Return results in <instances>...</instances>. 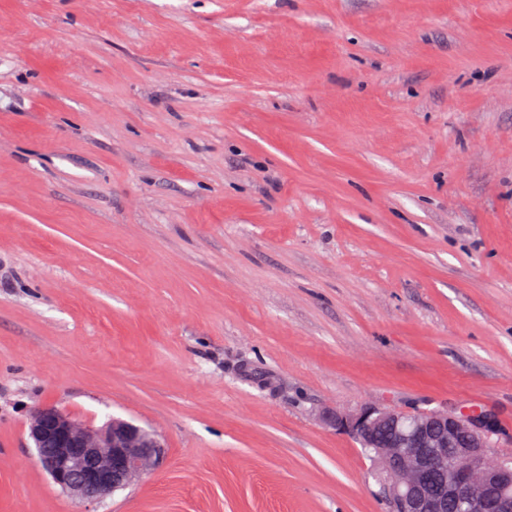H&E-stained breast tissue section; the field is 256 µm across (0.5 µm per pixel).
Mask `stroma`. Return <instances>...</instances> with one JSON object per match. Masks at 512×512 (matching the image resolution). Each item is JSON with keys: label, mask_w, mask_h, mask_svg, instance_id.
Returning a JSON list of instances; mask_svg holds the SVG:
<instances>
[{"label": "stroma", "mask_w": 512, "mask_h": 512, "mask_svg": "<svg viewBox=\"0 0 512 512\" xmlns=\"http://www.w3.org/2000/svg\"><path fill=\"white\" fill-rule=\"evenodd\" d=\"M365 405L512 452V0H0V512H387ZM44 406L165 457L78 498Z\"/></svg>", "instance_id": "stroma-1"}]
</instances>
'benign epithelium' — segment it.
Masks as SVG:
<instances>
[{"mask_svg": "<svg viewBox=\"0 0 512 512\" xmlns=\"http://www.w3.org/2000/svg\"><path fill=\"white\" fill-rule=\"evenodd\" d=\"M334 423L374 449L382 487L392 512H512V455L489 448L497 421L478 407L396 410L367 405L338 413ZM390 435L376 441L380 427ZM37 462L63 491L97 500L127 488L164 454L160 437L134 423L114 419L93 428L52 407L37 410L28 428ZM46 442L53 444L43 451ZM442 469L440 493L429 491V473Z\"/></svg>", "mask_w": 512, "mask_h": 512, "instance_id": "benign-epithelium-1", "label": "benign epithelium"}]
</instances>
